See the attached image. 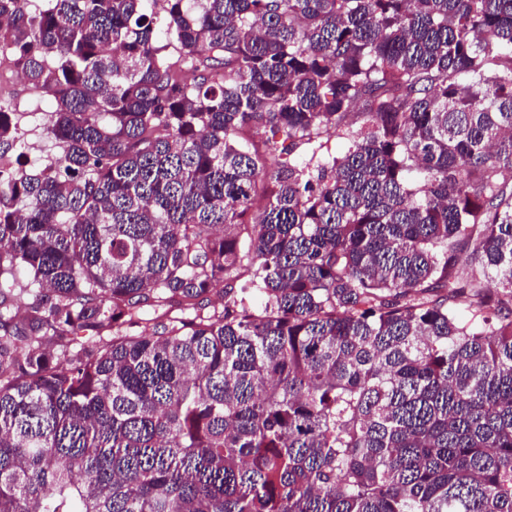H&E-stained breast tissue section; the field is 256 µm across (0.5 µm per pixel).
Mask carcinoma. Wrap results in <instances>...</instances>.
<instances>
[{
	"mask_svg": "<svg viewBox=\"0 0 512 512\" xmlns=\"http://www.w3.org/2000/svg\"><path fill=\"white\" fill-rule=\"evenodd\" d=\"M1 53L63 150L0 167V512H512V0H0Z\"/></svg>",
	"mask_w": 512,
	"mask_h": 512,
	"instance_id": "1",
	"label": "carcinoma"
}]
</instances>
